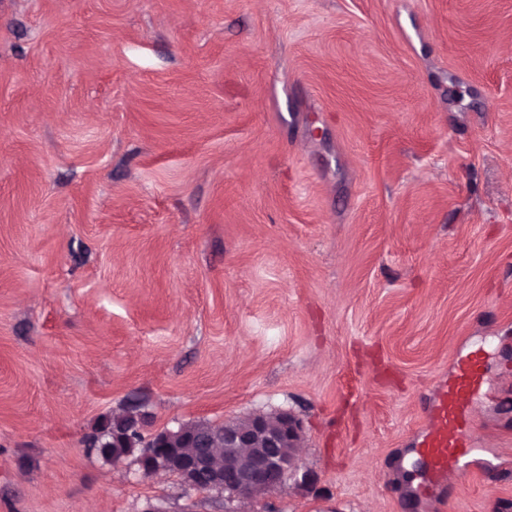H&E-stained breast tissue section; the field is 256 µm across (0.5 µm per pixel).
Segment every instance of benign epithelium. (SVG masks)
I'll return each mask as SVG.
<instances>
[{"label":"benign epithelium","mask_w":512,"mask_h":512,"mask_svg":"<svg viewBox=\"0 0 512 512\" xmlns=\"http://www.w3.org/2000/svg\"><path fill=\"white\" fill-rule=\"evenodd\" d=\"M301 439V423L288 412H257L215 433L184 424L148 440L143 467L149 474L178 473L188 491L228 488L257 502L288 481Z\"/></svg>","instance_id":"7a95c632"}]
</instances>
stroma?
Masks as SVG:
<instances>
[{
	"mask_svg": "<svg viewBox=\"0 0 512 512\" xmlns=\"http://www.w3.org/2000/svg\"><path fill=\"white\" fill-rule=\"evenodd\" d=\"M133 405L298 418L255 512H512V0H0V512H224L86 449ZM482 383L478 360L468 357L458 362L451 377H443L437 385L427 411L429 427L419 434L417 447L413 448L428 461V484L421 493H427L477 451L470 430L469 400Z\"/></svg>",
	"mask_w": 512,
	"mask_h": 512,
	"instance_id": "stroma-1",
	"label": "stroma"
}]
</instances>
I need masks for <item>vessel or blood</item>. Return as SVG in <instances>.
Returning a JSON list of instances; mask_svg holds the SVG:
<instances>
[{
  "label": "vessel or blood",
  "mask_w": 512,
  "mask_h": 512,
  "mask_svg": "<svg viewBox=\"0 0 512 512\" xmlns=\"http://www.w3.org/2000/svg\"><path fill=\"white\" fill-rule=\"evenodd\" d=\"M482 383L481 366L473 358L460 360L454 374L440 380L427 411L429 426L420 433L415 449L428 461L429 486H436L475 453L469 400Z\"/></svg>",
  "instance_id": "vessel-or-blood-1"
}]
</instances>
